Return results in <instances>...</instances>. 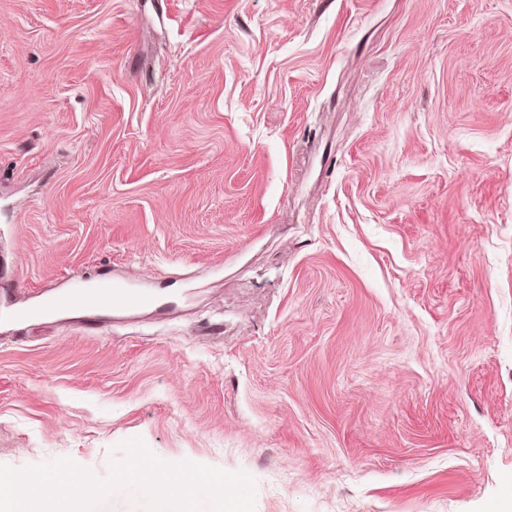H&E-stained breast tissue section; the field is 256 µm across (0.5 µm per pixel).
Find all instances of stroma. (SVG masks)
I'll list each match as a JSON object with an SVG mask.
<instances>
[{"mask_svg":"<svg viewBox=\"0 0 512 512\" xmlns=\"http://www.w3.org/2000/svg\"><path fill=\"white\" fill-rule=\"evenodd\" d=\"M87 278L151 303L20 318ZM136 437L512 512V0H0V464Z\"/></svg>","mask_w":512,"mask_h":512,"instance_id":"stroma-1","label":"stroma"}]
</instances>
